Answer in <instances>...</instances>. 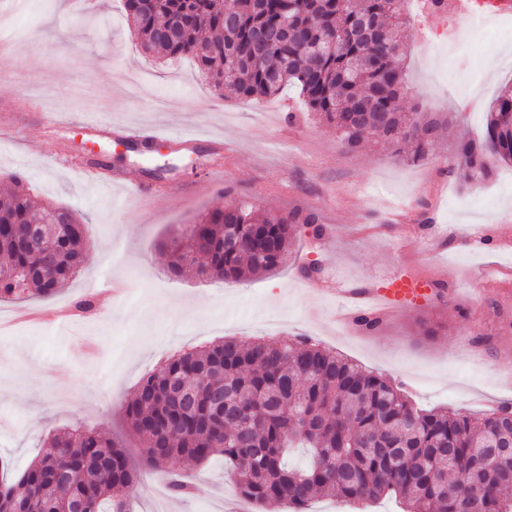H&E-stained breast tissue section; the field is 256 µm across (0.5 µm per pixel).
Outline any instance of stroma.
<instances>
[{
    "instance_id": "35a3bbf8",
    "label": "stroma",
    "mask_w": 512,
    "mask_h": 512,
    "mask_svg": "<svg viewBox=\"0 0 512 512\" xmlns=\"http://www.w3.org/2000/svg\"><path fill=\"white\" fill-rule=\"evenodd\" d=\"M407 0L406 111L444 112L451 123L428 158L406 147L343 146L335 130L292 91L259 100L216 89L194 59L143 53L122 0H29L26 11L0 8L9 32L0 78L15 95L12 141H0V197L21 175L37 200L89 219L95 247L61 293L29 304L34 316L0 331V460L21 472L43 439L82 425L112 438L133 459L141 442L122 407L157 363L224 338L302 337L391 379L419 407L475 415L491 402H512V167L494 165L486 180L462 186L449 169L460 139L482 137L494 98L512 86L500 68L512 40L494 18L423 9ZM152 123L198 132L171 140L154 156L158 194L128 197L92 183L142 178V156L116 136L90 132L85 118ZM246 201L259 212L303 205L326 232L294 239L288 262L244 282L200 281L168 270L159 242L201 213ZM496 230L488 245L472 229ZM320 268L317 289L301 269ZM400 276L427 281L415 304L384 318L372 333L336 321V282L372 288ZM447 286L437 295L432 285ZM122 284L123 296L109 286ZM92 298L96 309L72 316L59 334L56 314ZM193 496H171L162 476L141 469L135 512H286L244 501L224 464L177 462Z\"/></svg>"
}]
</instances>
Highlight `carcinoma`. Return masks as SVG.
<instances>
[{"mask_svg":"<svg viewBox=\"0 0 512 512\" xmlns=\"http://www.w3.org/2000/svg\"><path fill=\"white\" fill-rule=\"evenodd\" d=\"M129 28L143 51L189 55L213 81L246 99L293 88L310 111L356 149L368 139L412 146L423 159L449 121L405 112L403 65L407 19L392 0H235V22L224 0H124ZM380 30L353 36L360 19ZM288 21V38L258 44L254 35ZM512 92L491 105L483 136L458 146L453 166L463 184L485 179L490 160L512 164ZM0 201V269L24 280L0 282V302L51 297L80 272L94 248L89 221L56 205H40L21 176ZM317 214L301 205L255 214L248 202L200 215L188 237L162 244L178 276L240 280L288 262L301 224ZM31 223L48 225V252L22 246ZM509 405L474 417L415 408L382 375L366 372L307 341L226 338L175 354L138 385L125 404L144 463L162 474L176 497L191 486L175 461L202 464L219 456L240 495L266 507L307 512L312 500L363 503L395 497L406 512H512V460L486 469L487 449L512 434ZM305 448L303 466L288 454ZM137 470L125 449L82 426L58 432L19 475L0 467V512H128Z\"/></svg>","mask_w":512,"mask_h":512,"instance_id":"1","label":"carcinoma"}]
</instances>
